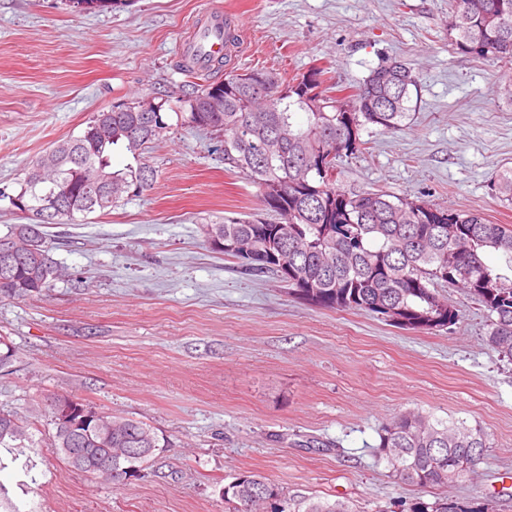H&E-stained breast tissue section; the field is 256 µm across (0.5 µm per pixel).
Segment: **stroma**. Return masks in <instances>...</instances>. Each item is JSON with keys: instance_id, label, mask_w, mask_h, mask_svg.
I'll return each mask as SVG.
<instances>
[{"instance_id": "obj_1", "label": "stroma", "mask_w": 512, "mask_h": 512, "mask_svg": "<svg viewBox=\"0 0 512 512\" xmlns=\"http://www.w3.org/2000/svg\"><path fill=\"white\" fill-rule=\"evenodd\" d=\"M243 20L231 68L284 79L313 67L356 85L400 60L420 77L402 130L362 132L342 162L348 192L382 190L512 225L490 182L512 166V105L491 56L456 53L449 0H130L103 12L65 0H0V189L15 192L53 143L132 94L172 91L195 26L211 11ZM222 132L175 127L149 150L153 190L110 213L47 230L67 277L0 301L15 357L0 410L33 422L0 447V512H224L219 491L244 471L284 490L348 498L359 512H407L416 498L491 499L512 512V364L488 342V314L442 288L460 320L405 331L361 311L309 305L272 275L242 273L202 225L261 214L257 188L224 166ZM68 393L170 439L139 476L113 485L52 446L34 401ZM485 434L470 480L433 492L398 482L377 454L382 425L407 411Z\"/></svg>"}]
</instances>
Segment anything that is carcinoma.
I'll return each instance as SVG.
<instances>
[{
	"label": "carcinoma",
	"mask_w": 512,
	"mask_h": 512,
	"mask_svg": "<svg viewBox=\"0 0 512 512\" xmlns=\"http://www.w3.org/2000/svg\"><path fill=\"white\" fill-rule=\"evenodd\" d=\"M86 10L126 6L129 0H84ZM448 37L462 54L492 55L503 63L502 87L512 100V0H454ZM237 38L224 20V55L212 67L195 70L185 54L178 69L188 77L177 99L176 124L224 132V164L254 184L271 218L226 220L203 225L205 242L218 240L217 252L233 258L244 273L279 275L276 259L288 263V285L297 297L316 307L363 311L406 331H439L459 321V312L439 297L433 285L462 288L488 312V342L499 357L512 363V278L487 264L484 254L497 253L512 271V225L493 224L481 214L458 212L408 197L392 198L383 191L347 193L337 187L339 161L366 150L361 131L374 125L393 132L411 117L412 94L419 76L401 61L370 72L337 104L333 88L324 86V70L310 69L284 85L269 100L268 110L253 111V87L229 65ZM218 91L224 111L206 112V98ZM324 104L315 110L309 101ZM155 108L141 112L136 101L98 112L78 136L59 141L33 163L19 189L0 193V201L19 212L31 201L61 193L65 205L51 221L34 214L15 224L7 236L16 238L13 273L0 275V299H26L50 288L64 269L46 246L48 225L77 223V216L107 212L124 199L153 189L156 170L147 162L150 144L171 124L169 100L155 96ZM288 133L280 149L269 155L260 144ZM121 148L133 162L112 167V151ZM492 195L512 206V166L497 170ZM87 440V459L79 471L113 483L122 478L103 475L98 461L119 458L125 448H165L146 423L100 412ZM32 423L0 412V446L30 438ZM379 455L401 483L422 489L446 486L474 474L486 448V437L462 423L403 414L382 426ZM53 447L71 463L72 437L57 427ZM244 472L220 489L225 512H358L353 501L318 494L290 493L267 481L265 488ZM410 512H490L489 504L471 506L446 495L429 503L419 498Z\"/></svg>",
	"instance_id": "carcinoma-1"
}]
</instances>
